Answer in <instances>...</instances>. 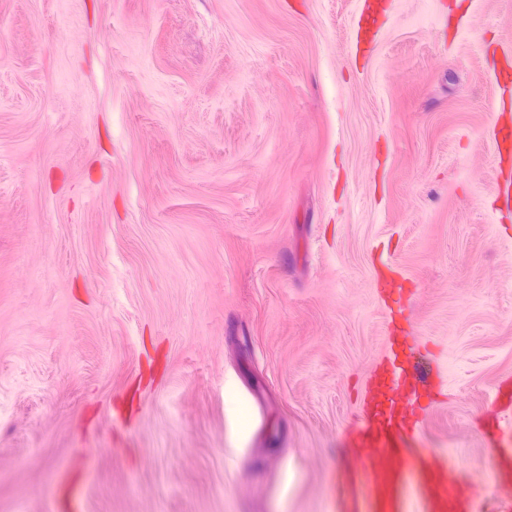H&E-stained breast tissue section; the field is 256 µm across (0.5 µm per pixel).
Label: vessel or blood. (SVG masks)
I'll return each mask as SVG.
<instances>
[{
    "mask_svg": "<svg viewBox=\"0 0 512 512\" xmlns=\"http://www.w3.org/2000/svg\"><path fill=\"white\" fill-rule=\"evenodd\" d=\"M429 397L412 353L373 372L360 418L346 429L354 453L337 483L340 512H405L411 494L424 512H475L458 469L417 445L416 404ZM496 441L505 449L496 463L499 499L512 512V438Z\"/></svg>",
    "mask_w": 512,
    "mask_h": 512,
    "instance_id": "obj_1",
    "label": "vessel or blood"
}]
</instances>
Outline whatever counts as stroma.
I'll list each match as a JSON object with an SVG mask.
<instances>
[{
	"label": "stroma",
	"instance_id": "stroma-1",
	"mask_svg": "<svg viewBox=\"0 0 512 512\" xmlns=\"http://www.w3.org/2000/svg\"><path fill=\"white\" fill-rule=\"evenodd\" d=\"M507 69L512 0H0V512H336L393 332L490 512Z\"/></svg>",
	"mask_w": 512,
	"mask_h": 512
}]
</instances>
